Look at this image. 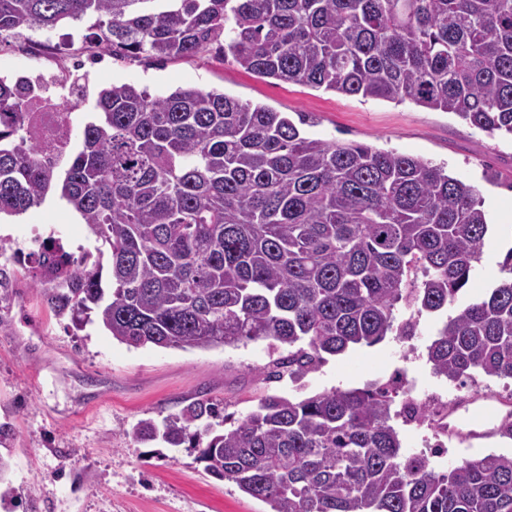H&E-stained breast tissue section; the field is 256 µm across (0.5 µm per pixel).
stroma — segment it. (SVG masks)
<instances>
[{"instance_id":"stroma-1","label":"stroma","mask_w":512,"mask_h":512,"mask_svg":"<svg viewBox=\"0 0 512 512\" xmlns=\"http://www.w3.org/2000/svg\"><path fill=\"white\" fill-rule=\"evenodd\" d=\"M90 21L33 28L0 41V77L24 76L52 87L84 85L99 91L132 83L151 94L180 86L218 90L296 117L311 116L307 136L394 150L445 166L475 186L491 223L475 265L466 303L501 278L512 248V141L472 127L453 114L406 101L400 104L262 78L238 66L219 45L195 55L158 60L104 51L89 40ZM58 195L17 216L0 217V236L28 248L34 235L62 238L70 251L93 247L83 220ZM35 261L10 266L0 284V457L10 470L0 481V512H267L264 503L208 473L186 448L145 444L131 431L140 420L177 412L183 402L207 400L238 421L260 399L294 400L363 388L404 375L416 402L438 408L454 390L473 396L512 395V380L475 373L459 386L434 374L427 348L440 321L424 316L415 335L390 336L328 357L295 380L270 378L287 347L256 341L210 349L134 348L95 324L76 329L37 294ZM512 453V439L450 440L435 470L447 471L489 452Z\"/></svg>"}]
</instances>
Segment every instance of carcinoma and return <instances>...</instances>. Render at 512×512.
Returning a JSON list of instances; mask_svg holds the SVG:
<instances>
[{
	"label": "carcinoma",
	"mask_w": 512,
	"mask_h": 512,
	"mask_svg": "<svg viewBox=\"0 0 512 512\" xmlns=\"http://www.w3.org/2000/svg\"><path fill=\"white\" fill-rule=\"evenodd\" d=\"M95 19L130 56L224 51L257 76L451 113L512 138V0H0V35ZM27 79H0V215L59 193L95 236L74 257L38 256L36 291L76 327L135 348L267 340L303 377L355 345L412 336L441 318L435 374L512 379V247L504 277L445 316L495 232L478 190L441 165L311 138L283 112L217 90L98 91L79 150L41 157L27 134ZM109 255L111 286L103 287ZM402 388L267 396L225 427L196 400L142 442L196 448L213 476L269 512H512V454L445 472L403 450Z\"/></svg>",
	"instance_id": "carcinoma-1"
}]
</instances>
